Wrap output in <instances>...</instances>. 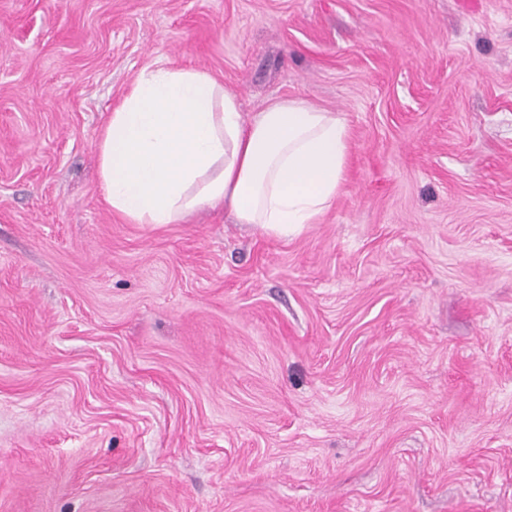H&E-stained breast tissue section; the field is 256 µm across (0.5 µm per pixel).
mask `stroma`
I'll return each instance as SVG.
<instances>
[{
  "mask_svg": "<svg viewBox=\"0 0 512 512\" xmlns=\"http://www.w3.org/2000/svg\"><path fill=\"white\" fill-rule=\"evenodd\" d=\"M159 63L338 113L319 223L113 214ZM0 512H512V0H0Z\"/></svg>",
  "mask_w": 512,
  "mask_h": 512,
  "instance_id": "stroma-1",
  "label": "stroma"
}]
</instances>
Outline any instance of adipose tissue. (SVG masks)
I'll return each mask as SVG.
<instances>
[{
    "label": "adipose tissue",
    "mask_w": 512,
    "mask_h": 512,
    "mask_svg": "<svg viewBox=\"0 0 512 512\" xmlns=\"http://www.w3.org/2000/svg\"><path fill=\"white\" fill-rule=\"evenodd\" d=\"M349 127L302 100L253 116L207 70H143L100 139L104 198L135 224H174L224 205L288 237L318 221L345 181Z\"/></svg>",
    "instance_id": "adipose-tissue-1"
}]
</instances>
